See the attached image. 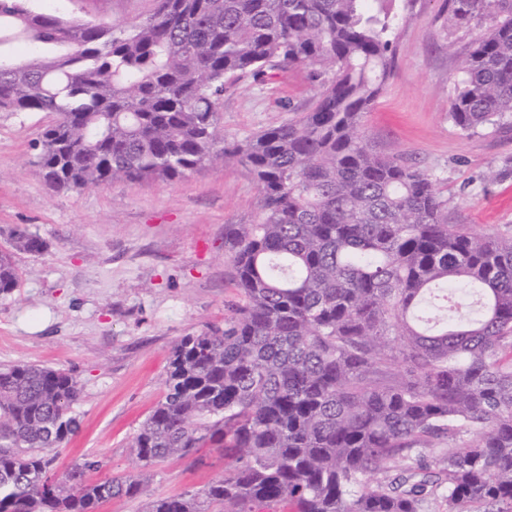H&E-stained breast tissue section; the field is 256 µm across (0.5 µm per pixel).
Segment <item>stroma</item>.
Wrapping results in <instances>:
<instances>
[{
    "label": "stroma",
    "mask_w": 512,
    "mask_h": 512,
    "mask_svg": "<svg viewBox=\"0 0 512 512\" xmlns=\"http://www.w3.org/2000/svg\"><path fill=\"white\" fill-rule=\"evenodd\" d=\"M65 20L112 23L148 15L154 0H27ZM404 19L395 71L363 118L369 146L432 174L448 196V221L481 233L512 226V124L463 135L449 120L460 57L481 35L452 28L448 0H396ZM328 73L292 66L240 80L219 109L228 139L308 111ZM49 112H0V248L23 225L46 243L19 253V285L0 296V367L19 362L72 373L81 389L77 434L54 449L65 474L93 457L107 475L147 474L156 494L197 489L221 475V449L204 463L171 457L143 468L132 439L163 395L169 354L181 337L220 326L238 299L224 227L250 223L260 205L251 171L217 163L174 181L116 179L57 191L35 166Z\"/></svg>",
    "instance_id": "35a3bbf8"
}]
</instances>
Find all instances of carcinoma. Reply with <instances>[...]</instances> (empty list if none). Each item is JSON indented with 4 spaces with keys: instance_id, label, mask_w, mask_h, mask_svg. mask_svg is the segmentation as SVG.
Listing matches in <instances>:
<instances>
[{
    "instance_id": "cac0c4a2",
    "label": "carcinoma",
    "mask_w": 512,
    "mask_h": 512,
    "mask_svg": "<svg viewBox=\"0 0 512 512\" xmlns=\"http://www.w3.org/2000/svg\"><path fill=\"white\" fill-rule=\"evenodd\" d=\"M0 0V112H52L37 166L56 190L173 181L237 162L260 188L249 224L224 225L241 300L224 327L182 337L132 448L143 466L226 448L198 490L145 477L52 475L80 428L70 372L0 369V512H512V229L448 223L434 177L368 146L395 67L393 0H155L92 24ZM493 25L459 63L448 118L512 123V0H448V25ZM333 74L312 108L229 142L218 106L242 77ZM0 250V295L18 287Z\"/></svg>"
}]
</instances>
